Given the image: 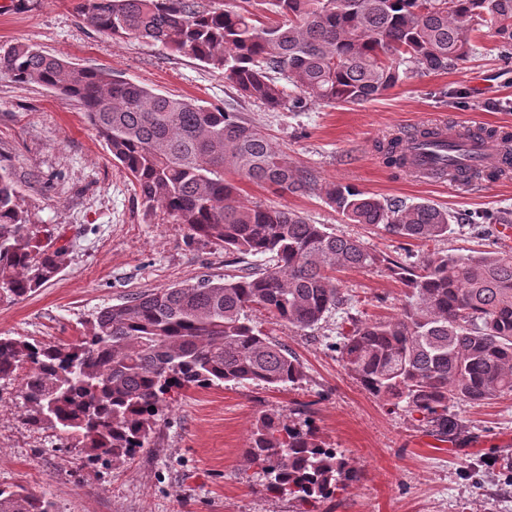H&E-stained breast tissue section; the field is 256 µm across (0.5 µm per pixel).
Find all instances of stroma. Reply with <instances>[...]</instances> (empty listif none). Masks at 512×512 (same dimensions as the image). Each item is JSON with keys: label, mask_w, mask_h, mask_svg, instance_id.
<instances>
[{"label": "stroma", "mask_w": 512, "mask_h": 512, "mask_svg": "<svg viewBox=\"0 0 512 512\" xmlns=\"http://www.w3.org/2000/svg\"><path fill=\"white\" fill-rule=\"evenodd\" d=\"M477 52L462 68L414 76L358 106L311 105L270 112L241 102L222 73L192 58L136 40H116L79 19L72 0H0V47L18 41L58 58L109 68L147 87L238 110L262 127L296 166L381 198L431 201L455 217L448 237L411 241L350 224L321 197L280 195L244 184L245 201L288 208L336 234L362 239L392 258L417 262L430 251L465 255L512 247L489 232L485 213L512 221V178L467 189L425 184L387 167L380 143L414 123L453 118L512 128V63L488 28L472 31ZM0 165L17 184L41 242L68 246L66 267L31 296L0 304V335L72 343L100 309L128 295L221 277L238 265L222 246L190 238L185 225L148 209L130 178L90 131L79 106L46 88L0 74ZM348 314L329 312L297 331L254 311L253 324L295 352L297 384L226 383L183 391L158 419L150 445L108 467L82 466L58 431L28 424L20 386L0 383V486L21 485L52 498L58 512H299L269 494L244 451L256 418L278 413L311 424L327 447L347 456L360 479L314 512H512V395L473 406L454 402L463 424L442 442L404 410H388L344 366L338 347L346 316L397 317L404 290L383 268L339 274Z\"/></svg>", "instance_id": "35a3bbf8"}]
</instances>
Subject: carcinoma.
<instances>
[{"label":"carcinoma","mask_w":512,"mask_h":512,"mask_svg":"<svg viewBox=\"0 0 512 512\" xmlns=\"http://www.w3.org/2000/svg\"><path fill=\"white\" fill-rule=\"evenodd\" d=\"M261 2L271 14L265 21L253 0L222 8L203 0H76L74 10L114 39L150 42L222 72L240 100L272 112L360 104L411 74L455 69L476 51L468 37L476 26L489 27L500 53L512 58V0ZM0 74L77 103L146 206L244 264L237 274L134 293L100 309L73 343L0 336V382L19 381L28 423L57 430L83 465L134 458L183 389L227 382L278 389L301 381L298 357L251 324L247 311L312 328L349 305L334 277L347 270L384 267L406 290L400 316L352 317L340 346L345 367L369 394L452 439L461 423L450 403L480 405L512 393V248L433 251L407 266L298 211L245 203L240 182L317 192L352 224L417 241L448 236V210L322 182L233 110L28 44L0 48ZM383 153L389 166H406L399 137ZM38 233L0 169V302L28 296L66 265L67 248L40 245ZM245 456L269 493L301 507L359 476L342 451L275 413L257 418ZM0 512L58 510L51 498L17 486L0 488Z\"/></svg>","instance_id":"carcinoma-1"}]
</instances>
